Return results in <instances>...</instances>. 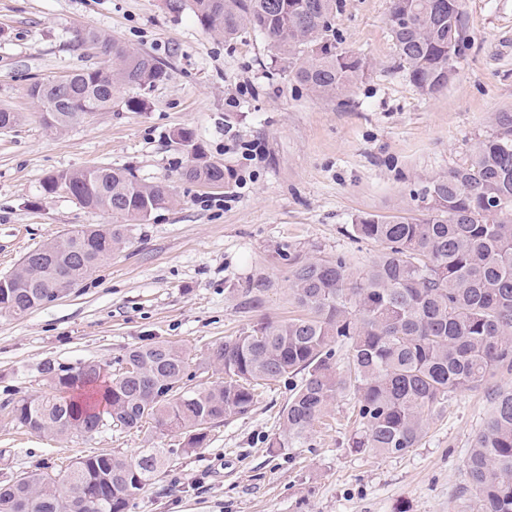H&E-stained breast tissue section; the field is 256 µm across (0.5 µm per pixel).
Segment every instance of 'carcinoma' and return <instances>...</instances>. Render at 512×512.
Masks as SVG:
<instances>
[{
	"mask_svg": "<svg viewBox=\"0 0 512 512\" xmlns=\"http://www.w3.org/2000/svg\"><path fill=\"white\" fill-rule=\"evenodd\" d=\"M189 8L202 29L226 41L251 33L268 41L274 56L313 94L348 93L365 63L336 29L341 0H169ZM388 24L398 68L424 95L444 88L450 59L464 41L461 0H391ZM81 44L110 50V69L72 73L64 94L70 106L53 117L64 129L84 120L87 107L112 108L117 85L150 87L167 76L154 56L131 50L92 28L76 31ZM28 95L38 112L56 96L46 82ZM185 178L224 184V166L204 159L194 133ZM48 194L66 188L83 206L112 213L114 224L88 225L59 236L61 244L28 253L0 288V302L21 318L58 289L59 277L83 282L127 243L129 226L173 205L165 184H145L126 169L93 167L46 178ZM416 217L388 222L365 216L353 234L381 249L355 274L346 260H291L289 281L305 315L259 320L239 336L214 344L209 362L224 376L200 390L182 387L189 367L175 344L147 336L125 360L137 375L114 374L106 365L63 367L43 363L49 392L13 405L15 422L39 435H91L112 422L139 428L147 419L161 432L183 437L182 451L203 446L207 428L245 415L257 389L288 381L290 396L281 431L270 448H302L314 422L340 394L353 396L357 428L349 439L359 454H402L425 436L429 418L454 392L485 386L496 371H512V112H500L493 133L479 141L465 163L448 169L417 192ZM172 448H144L134 459L102 451L80 457L70 478L78 491L73 512H126L154 481ZM467 491L481 512H512V389H499L483 430L467 457ZM55 480L26 473L0 485V512H64Z\"/></svg>",
	"mask_w": 512,
	"mask_h": 512,
	"instance_id": "obj_1",
	"label": "carcinoma"
}]
</instances>
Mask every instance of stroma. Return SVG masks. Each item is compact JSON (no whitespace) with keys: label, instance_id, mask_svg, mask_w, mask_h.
I'll return each mask as SVG.
<instances>
[{"label":"stroma","instance_id":"stroma-1","mask_svg":"<svg viewBox=\"0 0 512 512\" xmlns=\"http://www.w3.org/2000/svg\"><path fill=\"white\" fill-rule=\"evenodd\" d=\"M390 3L343 0L336 27L367 71L350 93L319 99L287 76L262 36L224 41L167 0H0V107L20 116L0 130V276L74 227L111 223V213L65 192L45 193L52 174L124 167L169 185L176 199L132 225L125 247L79 288L21 318L0 313V482L34 470L62 478L82 456L130 458L151 446L170 449L169 461L127 512H479L462 491L468 450L491 390L512 388L505 370L487 387L451 394L400 455L349 448L346 394L315 423L307 447L268 448L288 400L284 380L266 386L249 414L213 424L189 454L179 435L151 427L40 436L7 417L19 399L45 390V360L114 366L146 336L186 353L187 388L209 385L221 375L206 362L215 342L262 318L299 316L281 251L341 256L361 270L378 246L353 235L356 219L413 215L414 193L462 164L497 113L512 112V0H463L462 56L432 96L398 67ZM79 28L166 65L167 78L141 93L146 111L126 110L139 93L122 86L110 110L62 131L45 127L31 83L110 65L76 42ZM242 82L252 94H238ZM184 129L228 170L225 186L184 177L192 160L178 138ZM252 284L264 288L254 305L242 293Z\"/></svg>","mask_w":512,"mask_h":512}]
</instances>
